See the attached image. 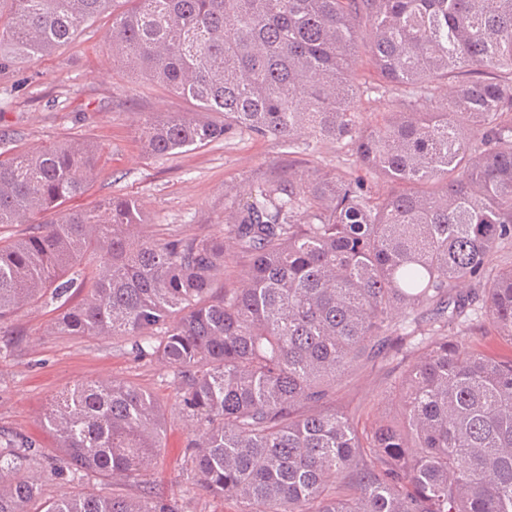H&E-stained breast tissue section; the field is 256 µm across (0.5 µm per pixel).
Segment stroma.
<instances>
[{"label": "stroma", "instance_id": "stroma-1", "mask_svg": "<svg viewBox=\"0 0 512 512\" xmlns=\"http://www.w3.org/2000/svg\"><path fill=\"white\" fill-rule=\"evenodd\" d=\"M111 26V14H103L70 43L34 61L14 60L0 70V152H36L77 140L98 147L92 183L67 199L61 212L88 210L112 197H133L153 232L202 236L220 230L225 205L247 198L259 179H274L291 169L357 173L350 151L336 143L301 156L289 154L277 139L242 135L190 151L146 153L139 137L144 118L157 112H190L194 105L113 59L107 39ZM60 312L57 301L46 299L0 325V333L16 341L12 349L0 351V429L35 443L46 464L38 473L44 495L93 491L135 497L147 486L173 512H240L238 502L206 493L195 481L187 452L192 432L181 413L171 369L135 357L121 337L49 334L47 328ZM110 379L147 391L162 406L163 446L143 482L115 485L90 474L78 482L58 483L48 472L60 452L45 414L62 392ZM397 383L392 363L375 360L337 383L336 404L364 418L393 416L401 405Z\"/></svg>", "mask_w": 512, "mask_h": 512}]
</instances>
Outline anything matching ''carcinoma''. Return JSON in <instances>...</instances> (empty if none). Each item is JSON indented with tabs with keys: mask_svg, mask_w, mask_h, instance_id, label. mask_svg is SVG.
<instances>
[{
	"mask_svg": "<svg viewBox=\"0 0 512 512\" xmlns=\"http://www.w3.org/2000/svg\"><path fill=\"white\" fill-rule=\"evenodd\" d=\"M9 2L0 68L68 42L115 0ZM123 5L113 57L197 107L148 116L146 152L249 134L312 156L345 141L392 189L290 171L225 207L222 232L162 239L142 233L137 200L107 199L0 242V322L68 297L93 255L84 299L51 333L123 336L172 369L205 491L242 512H512V358L465 341L512 340V264L486 265L512 245V0ZM450 80L456 94L439 98ZM357 87L395 111L364 127ZM96 154L74 142L0 159V225L83 193ZM379 356L401 370L397 421L336 407V381ZM46 420L66 482L137 479L163 447V408L120 381L76 386ZM32 447L0 434V512H173L146 487L47 498ZM470 347L483 354L509 356L512 355V344L501 336L490 334L481 336L480 333L474 336H467Z\"/></svg>",
	"mask_w": 512,
	"mask_h": 512,
	"instance_id": "obj_1",
	"label": "carcinoma"
}]
</instances>
